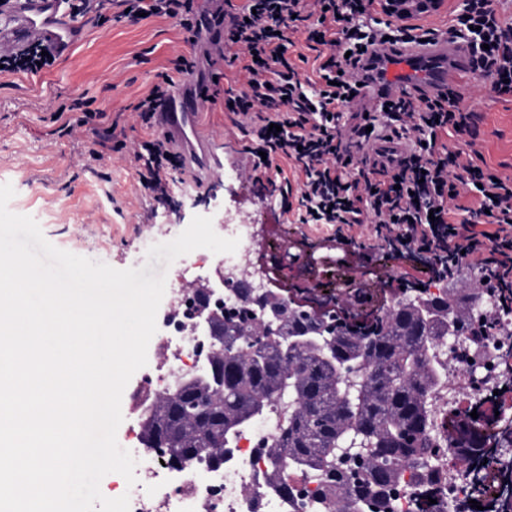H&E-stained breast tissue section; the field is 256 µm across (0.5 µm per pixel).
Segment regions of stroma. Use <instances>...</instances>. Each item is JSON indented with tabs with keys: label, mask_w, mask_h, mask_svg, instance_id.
I'll list each match as a JSON object with an SVG mask.
<instances>
[{
	"label": "stroma",
	"mask_w": 512,
	"mask_h": 512,
	"mask_svg": "<svg viewBox=\"0 0 512 512\" xmlns=\"http://www.w3.org/2000/svg\"><path fill=\"white\" fill-rule=\"evenodd\" d=\"M191 47L171 19L152 17L137 23H100L86 19L68 56L36 74H0V184H11L15 195L11 212L34 218L45 239L58 249L124 270L148 266L150 274L165 275L167 288L178 287L179 276H192V255L172 264L148 261V249L175 239L183 232L172 201L153 198L139 181L138 162L127 152L113 153L102 164L90 157L99 131L114 126V140L147 138L148 129L132 115L134 105L148 93L163 72L172 73V61ZM90 101L100 116L79 126L78 104ZM465 100L477 118L471 131L454 137L453 145L475 142L486 164L512 178V95L493 91L489 80L468 79ZM68 105L66 122L54 119L60 105ZM75 130H67V123ZM184 202L216 197L218 205L237 218L257 215L267 228L256 263L269 273V286L282 294L294 293L310 303L335 299L341 309L363 315L391 305L400 292L398 278H427L421 264L393 258L386 247L375 246L371 227L353 228L354 243L331 240V226L302 224L296 213L281 215L274 201L257 197L251 181L224 185L217 194L196 188L189 172L180 175ZM357 273L369 295L357 303L345 279ZM163 333H155L147 350L148 363L127 384L121 401L123 421L117 431L122 448H130L139 429L133 394L153 375L162 352Z\"/></svg>",
	"instance_id": "1"
}]
</instances>
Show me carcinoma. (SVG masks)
I'll return each mask as SVG.
<instances>
[{
	"mask_svg": "<svg viewBox=\"0 0 512 512\" xmlns=\"http://www.w3.org/2000/svg\"><path fill=\"white\" fill-rule=\"evenodd\" d=\"M476 298L452 288L434 297L429 319L413 304H397L369 323L336 328L321 351L253 342L266 331L263 310L276 301L253 305L252 316L227 326L224 349L212 356L219 376L181 396L156 395L143 434L169 437L179 461L198 464L235 447L241 432L280 402L281 433L263 449L272 487L288 495L293 473L318 484L327 512H393L391 491L403 484L405 469L433 484L427 396L448 376L435 346L448 336L450 316L468 336L485 322ZM313 321L304 310L285 308L279 336ZM448 439L466 466L489 457L482 435L467 423L449 430Z\"/></svg>",
	"mask_w": 512,
	"mask_h": 512,
	"instance_id": "1",
	"label": "carcinoma"
}]
</instances>
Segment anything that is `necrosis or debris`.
<instances>
[{
    "mask_svg": "<svg viewBox=\"0 0 512 512\" xmlns=\"http://www.w3.org/2000/svg\"><path fill=\"white\" fill-rule=\"evenodd\" d=\"M225 237L238 239L234 253L224 256V273L249 280L254 287L265 285L262 272L250 265L253 227L225 217ZM182 293H174L173 310L163 324L172 341L164 349L167 369L147 378L148 389L165 392L177 377L194 372L201 352L194 341L184 336ZM481 312L496 316L497 326L490 335L463 336L458 341L440 340L437 356L448 365V377L428 397L429 432L439 448L433 460L437 483L431 497L421 496L414 485H404L394 500V512H459L464 503L476 500L486 504L487 512H501L512 499V479L503 478L496 491H489L483 480L453 459L448 446V409L465 402L478 404L494 390L512 381V365L505 355L512 350V313L497 310L489 298L478 302ZM493 352L489 366L472 369L471 345ZM280 427V410L272 408L244 432L232 457L223 469L208 471L194 465L175 470L163 464L152 451L136 450L141 481L129 491L130 512H321L322 505L312 482L298 484L291 498H284L264 482L266 460L260 451L264 442L275 437Z\"/></svg>",
    "mask_w": 512,
    "mask_h": 512,
    "instance_id": "necrosis-or-debris-1",
    "label": "necrosis or debris"
}]
</instances>
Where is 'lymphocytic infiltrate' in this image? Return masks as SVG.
Listing matches in <instances>:
<instances>
[{"instance_id":"1","label":"lymphocytic infiltrate","mask_w":512,"mask_h":512,"mask_svg":"<svg viewBox=\"0 0 512 512\" xmlns=\"http://www.w3.org/2000/svg\"><path fill=\"white\" fill-rule=\"evenodd\" d=\"M124 18L179 19L188 42L201 30L236 45L245 82L229 90L239 122L247 124L253 160L249 180L276 184L279 160L305 178L299 203L304 224H368L375 239L393 251L423 257L439 278L454 277L460 262L476 266L499 306L512 310V178H498L480 164L481 152L464 155L438 148L439 134L468 132L472 111L454 93L437 99L384 97L381 115L360 113L345 126L346 110L374 83L375 48L383 40H430L438 30L398 25L374 16L375 0H245L225 13L216 6L198 13L194 0H118ZM449 32L467 45L476 71L501 94H512V18L493 0H465L448 21ZM305 33L314 51L311 73L293 58L295 36ZM174 80L163 76L134 106L149 139L131 142L139 182L163 198L181 160L170 138L157 133L156 114L166 107ZM280 125L271 133L270 124ZM411 141L405 154L369 153L381 137ZM476 205H466L470 187Z\"/></svg>"}]
</instances>
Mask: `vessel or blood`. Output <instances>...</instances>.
Returning <instances> with one entry per match:
<instances>
[{
    "label": "vessel or blood",
    "mask_w": 512,
    "mask_h": 512,
    "mask_svg": "<svg viewBox=\"0 0 512 512\" xmlns=\"http://www.w3.org/2000/svg\"><path fill=\"white\" fill-rule=\"evenodd\" d=\"M80 29L78 20L61 10L60 0H8L0 8V50L6 52L41 43L59 56L69 50ZM382 53L383 81L395 96H437L461 85V73L472 69L466 45L448 36L430 45L413 41L394 50L386 46ZM183 80L193 91L178 95L173 109L163 110L160 129L179 149L188 170L206 181L219 179L224 175L223 144L197 123L214 99L198 85L195 70L185 71Z\"/></svg>",
    "instance_id": "vessel-or-blood-1"
}]
</instances>
